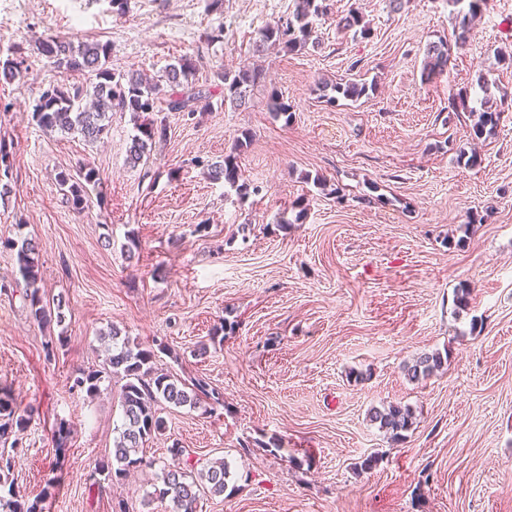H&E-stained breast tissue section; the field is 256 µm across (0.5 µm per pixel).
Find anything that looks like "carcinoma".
<instances>
[{
    "label": "carcinoma",
    "mask_w": 512,
    "mask_h": 512,
    "mask_svg": "<svg viewBox=\"0 0 512 512\" xmlns=\"http://www.w3.org/2000/svg\"><path fill=\"white\" fill-rule=\"evenodd\" d=\"M292 15L285 20L267 24L260 31L255 50L280 48L290 52L298 51L310 44L319 45L313 19L327 13L326 0H295ZM467 4V10H458V29L453 31L455 45L465 43L467 35L481 19V8L487 0H448L457 7ZM337 27L354 31L366 38L371 29L363 21V16L352 10L337 21ZM37 51L52 60L59 71L78 72L86 76L81 84L53 83L43 89L32 109V120L49 132L60 134H80L88 142H97L106 137L112 123V113L130 112L141 118L137 124V135L131 139L128 149L129 163L136 165L146 155L149 143L166 131L165 112L195 113L211 107L212 91L206 85L194 82L197 70L196 60L182 56L169 65L162 74L147 78L137 71L117 72L110 64L111 45L107 42L74 44L57 36H41L35 41ZM451 46L446 39H438L427 44L424 51L422 76L426 80L442 74L448 69ZM25 59L20 56L11 61H0V79L11 82L21 74ZM263 79L262 71L253 67H242L235 71L219 69L214 73V81L224 87V100L240 106L246 103L254 88ZM476 85L482 92L481 111L467 104L468 94H459L453 110L461 109L474 118L471 136L486 139L495 134L499 123L500 109L492 107L498 103L496 92L500 87L489 77V73H479ZM333 90L347 100H357L368 94L364 84L338 83ZM251 134L242 133L233 151L224 160L210 165V177L222 180L234 187L237 194H249V184L242 180L241 170L236 161V153L250 143ZM98 180V172L93 167H84L73 175L66 171L57 174L56 181L65 190L67 201L73 209L82 211L86 207V186ZM36 243L24 240L17 250L19 272L26 283L24 300L29 316L36 322L51 326L62 322V300L51 305L44 301L37 286ZM100 340L106 345L105 363L111 372L121 375L125 383L121 388L120 403L123 422L118 428V436L113 440L112 457L95 461L93 473L103 477L108 483L120 480L131 470L152 467L156 461L142 456L143 443L165 430V423L158 415L162 403L176 407H196L202 398L210 395L208 383L199 378L181 380L164 373L156 365L154 350L144 348L130 340L116 327L101 333ZM443 359L436 352H423L403 366L408 380L418 382L433 375L442 368ZM102 372L88 370L77 373L72 387L95 396L100 392ZM369 419L378 428L389 433L394 440L403 438V432L412 425L409 408L390 404L370 410ZM33 420V410L20 409L11 393L0 387V438L11 433H22ZM171 462L161 466L162 484L154 487L150 498L167 500L169 512H195L198 500L204 495L221 496L229 475L225 461L215 460L195 467L184 460L183 449H169ZM57 485L55 480L46 483L41 494L34 500L8 489L9 498L0 505L5 512H45V503L54 497Z\"/></svg>",
    "instance_id": "obj_1"
}]
</instances>
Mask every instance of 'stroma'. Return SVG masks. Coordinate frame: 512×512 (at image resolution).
Returning <instances> with one entry per match:
<instances>
[{"instance_id": "obj_1", "label": "stroma", "mask_w": 512, "mask_h": 512, "mask_svg": "<svg viewBox=\"0 0 512 512\" xmlns=\"http://www.w3.org/2000/svg\"><path fill=\"white\" fill-rule=\"evenodd\" d=\"M316 22L321 44L255 53L259 31L287 17L294 0H0V60L26 68L0 82V386L33 408L20 435L14 488L59 489L46 512H168L147 501L172 445L230 467L220 496L198 512H512V105L496 133L470 136L449 107L492 71L512 92V0H489L448 69L421 78L426 45L451 37L448 0H329ZM369 38L338 29L349 9ZM221 41H211L215 30ZM49 33L110 43L115 70L149 76L188 55L211 86L210 111L167 115L146 162L130 165L136 125L112 115L107 143L42 132L31 119L41 90L60 81L33 42ZM262 65L248 103H225L220 67ZM375 83L368 96L325 102L322 81ZM288 104L290 116L273 103ZM238 156L247 197L208 176L242 131ZM476 150L480 166L458 163ZM93 166L85 211L73 210L56 176ZM325 187H318L317 179ZM482 223L469 224L470 213ZM140 257L127 261L128 234ZM38 245L40 287L63 298L61 324L30 318L15 243ZM467 307L456 304L461 290ZM235 324L211 344L214 327ZM117 326L155 349L175 376L205 380L219 400L164 405L166 430L146 442L154 465L99 486L90 472L110 455L122 422L123 381L93 398L74 390L82 370L102 369L100 332ZM65 337L54 357L48 340ZM446 362L409 381L421 352ZM408 407L403 439L369 420L371 408ZM70 434L57 449L55 430ZM374 456L371 469L360 462Z\"/></svg>"}]
</instances>
